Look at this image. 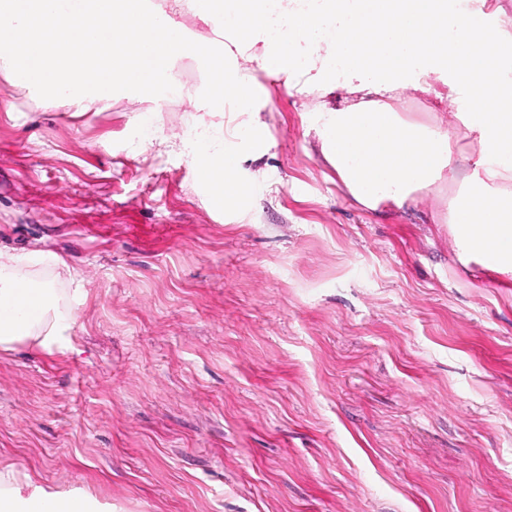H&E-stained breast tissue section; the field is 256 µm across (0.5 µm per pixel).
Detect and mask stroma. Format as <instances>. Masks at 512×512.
I'll list each match as a JSON object with an SVG mask.
<instances>
[{"instance_id":"stroma-1","label":"stroma","mask_w":512,"mask_h":512,"mask_svg":"<svg viewBox=\"0 0 512 512\" xmlns=\"http://www.w3.org/2000/svg\"><path fill=\"white\" fill-rule=\"evenodd\" d=\"M210 69L165 112L0 71V251L84 293L63 346L0 351V470L91 512H512V275L445 222L469 161L368 209L322 99L250 64L266 145L222 204L181 142L250 116L198 111ZM435 89L399 111L440 116Z\"/></svg>"}]
</instances>
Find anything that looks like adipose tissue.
Here are the masks:
<instances>
[{
  "mask_svg": "<svg viewBox=\"0 0 512 512\" xmlns=\"http://www.w3.org/2000/svg\"><path fill=\"white\" fill-rule=\"evenodd\" d=\"M203 23L221 21L237 39L213 64L200 111L221 112L231 100L255 111L260 96L228 63L250 52L260 70L295 78L300 92L328 95L348 89L340 108L318 117L322 150L350 194L369 209L400 205L415 192L454 177L458 137L473 146L472 189L448 203V221L491 267L512 266V39L502 37L484 55L469 38L480 16L458 0H320L304 8L295 0H0V69L64 91L76 106L88 97L110 100L116 88L156 97L172 64L184 55L210 51L188 38L180 15ZM290 37L272 40L274 14ZM160 38L145 42L148 26ZM447 76L467 109L455 122L425 124L395 109L405 89L421 76ZM495 109L478 111L477 101ZM263 140L251 125L227 143L197 141L193 156L206 169L204 180L220 201L240 199L243 149ZM0 349L25 345L42 350L59 344L72 317L70 298L0 252ZM85 496L34 487L23 496L16 474L0 471V512H87Z\"/></svg>",
  "mask_w": 512,
  "mask_h": 512,
  "instance_id": "adipose-tissue-1",
  "label": "adipose tissue"
}]
</instances>
